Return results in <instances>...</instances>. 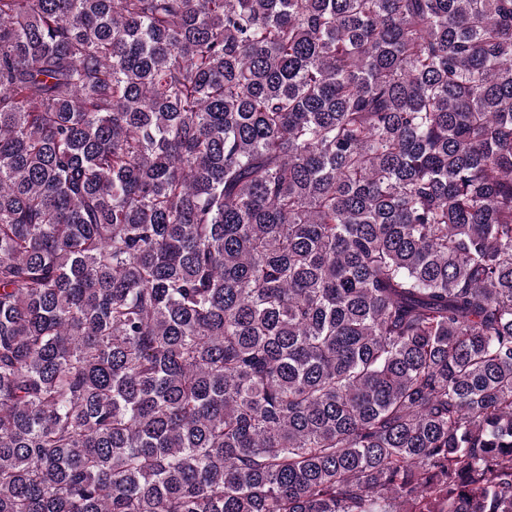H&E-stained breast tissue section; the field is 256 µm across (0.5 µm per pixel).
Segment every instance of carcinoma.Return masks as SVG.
Returning a JSON list of instances; mask_svg holds the SVG:
<instances>
[{
  "label": "carcinoma",
  "mask_w": 512,
  "mask_h": 512,
  "mask_svg": "<svg viewBox=\"0 0 512 512\" xmlns=\"http://www.w3.org/2000/svg\"><path fill=\"white\" fill-rule=\"evenodd\" d=\"M0 512H512V0H0Z\"/></svg>",
  "instance_id": "cac0c4a2"
}]
</instances>
